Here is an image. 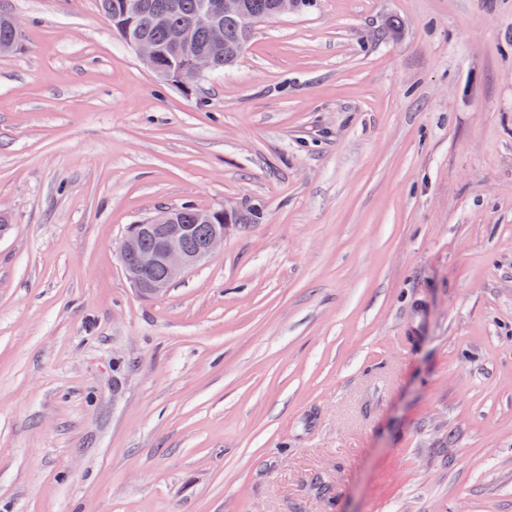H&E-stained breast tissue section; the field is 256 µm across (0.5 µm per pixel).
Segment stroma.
<instances>
[{"label":"stroma","mask_w":512,"mask_h":512,"mask_svg":"<svg viewBox=\"0 0 512 512\" xmlns=\"http://www.w3.org/2000/svg\"><path fill=\"white\" fill-rule=\"evenodd\" d=\"M0 9V512H512V0H314L186 91ZM184 203L262 218L143 297ZM10 16V21L13 26L10 25L8 14L0 12V54H9L13 52L19 41V35L17 32L21 29V21L19 18L13 15ZM17 31V32H16Z\"/></svg>","instance_id":"35a3bbf8"}]
</instances>
